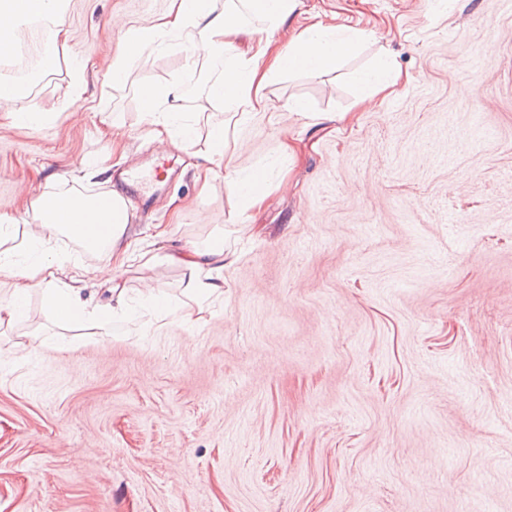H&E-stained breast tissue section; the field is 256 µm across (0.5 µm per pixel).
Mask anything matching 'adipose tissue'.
Instances as JSON below:
<instances>
[{"label": "adipose tissue", "instance_id": "adipose-tissue-1", "mask_svg": "<svg viewBox=\"0 0 512 512\" xmlns=\"http://www.w3.org/2000/svg\"><path fill=\"white\" fill-rule=\"evenodd\" d=\"M65 0H0V61L16 53V36L30 22L45 26V67L56 61L57 46L66 36L62 16ZM299 0H231L222 11H215L213 0H170L167 12L148 25L122 26L121 42L112 57L109 82L125 83L134 63L143 52L172 40L188 54L204 50L224 61L221 75L204 89L208 102L225 104L232 110V125L213 128L208 135L211 163L223 166L224 180L237 199L238 211L262 204L266 197V179L257 171L225 165L230 126H242L262 112L263 91L274 78L295 72L322 73L336 69L341 60L358 46L360 31L332 27L316 22L305 27L286 47L272 51L266 39L254 42L249 51L236 52L234 42L247 18H255L266 29L277 28L298 7ZM143 113L150 117L161 145L178 146L192 141L195 130L182 122L180 86L146 87L139 92ZM112 215L86 211L85 200L76 193L40 195L32 202L34 222L26 257L0 251V275L12 286L0 292V324L22 318L31 290L45 289L55 319L63 324L85 321L94 313L96 322L110 326L114 316L126 307V290L120 273L130 261L142 265L153 262V254L140 251L134 235L131 202L121 192L110 191ZM67 235L87 248L104 253L102 271L112 284L110 304L90 307L83 296L87 269L71 266L67 256L54 254L56 235ZM227 255L223 246H193L178 255L185 270L187 300L180 308L183 322L201 320L204 303L224 293V266Z\"/></svg>", "mask_w": 512, "mask_h": 512}]
</instances>
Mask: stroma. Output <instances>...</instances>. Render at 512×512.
Here are the masks:
<instances>
[{
    "label": "stroma",
    "mask_w": 512,
    "mask_h": 512,
    "mask_svg": "<svg viewBox=\"0 0 512 512\" xmlns=\"http://www.w3.org/2000/svg\"><path fill=\"white\" fill-rule=\"evenodd\" d=\"M168 6L68 0L49 69L21 29L45 119L0 109V238L23 251L29 200L92 197L155 159L138 91L176 82L197 136L127 188L139 247L220 238L238 259L198 324L63 327L35 290L0 325V512H512V0H301L276 45L318 19L366 39L335 71L274 79L275 120L230 136L234 166L272 168L248 233L223 175L197 178L230 117L201 95L221 62L163 45L107 83L113 18ZM385 53L396 92L362 102L352 75ZM122 278L134 308L149 288L184 298L175 264Z\"/></svg>",
    "instance_id": "1"
}]
</instances>
